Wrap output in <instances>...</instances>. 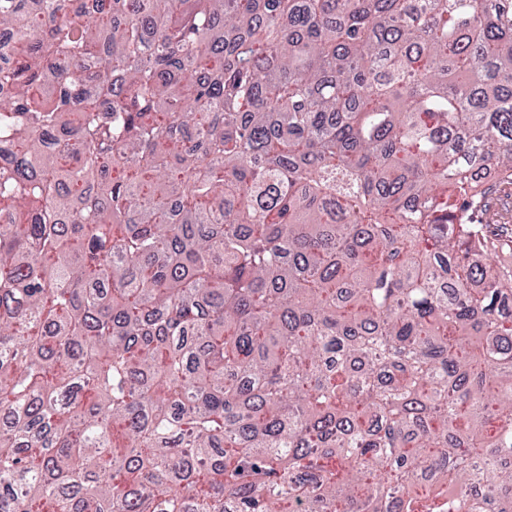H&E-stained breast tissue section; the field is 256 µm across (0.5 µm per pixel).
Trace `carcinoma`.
Listing matches in <instances>:
<instances>
[{
	"label": "carcinoma",
	"instance_id": "carcinoma-1",
	"mask_svg": "<svg viewBox=\"0 0 512 512\" xmlns=\"http://www.w3.org/2000/svg\"><path fill=\"white\" fill-rule=\"evenodd\" d=\"M0 30V512H512V0Z\"/></svg>",
	"mask_w": 512,
	"mask_h": 512
}]
</instances>
